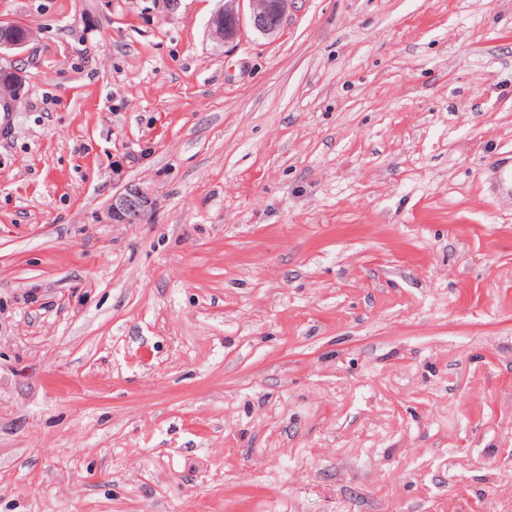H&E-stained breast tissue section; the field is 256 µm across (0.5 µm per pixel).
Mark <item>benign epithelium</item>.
Wrapping results in <instances>:
<instances>
[{
    "label": "benign epithelium",
    "mask_w": 512,
    "mask_h": 512,
    "mask_svg": "<svg viewBox=\"0 0 512 512\" xmlns=\"http://www.w3.org/2000/svg\"><path fill=\"white\" fill-rule=\"evenodd\" d=\"M289 0H224V23L216 29L224 42L231 43L241 33L243 20L263 36H272L280 28L288 11ZM148 195L141 189L128 186L112 198L111 214L129 221L142 215L150 207Z\"/></svg>",
    "instance_id": "obj_1"
}]
</instances>
